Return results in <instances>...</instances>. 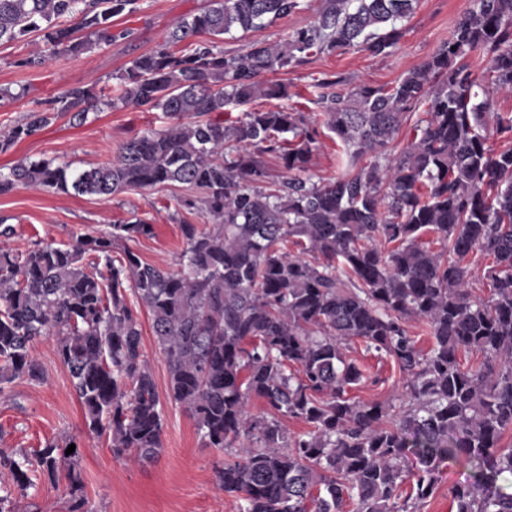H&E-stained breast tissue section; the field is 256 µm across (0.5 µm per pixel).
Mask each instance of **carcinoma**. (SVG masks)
Here are the masks:
<instances>
[{
	"mask_svg": "<svg viewBox=\"0 0 512 512\" xmlns=\"http://www.w3.org/2000/svg\"><path fill=\"white\" fill-rule=\"evenodd\" d=\"M136 2L0 0V43L42 33L48 54L16 61L39 67L130 37L112 32V18ZM416 2L318 0L314 21L284 41L226 54L217 46L224 35L271 26L303 0H208L116 75L113 95L74 86L1 135L5 153L98 105L160 110L171 126L134 134L103 165L73 170L40 158L0 170V195L19 185L103 197L179 185L188 193L175 211H202L211 224L180 221L177 272L128 246L153 233L141 218L73 244L0 251V397L17 379L44 380L35 347L52 338L87 431L108 436L117 457L157 458L164 415L130 292L150 314L170 399L195 419L206 447L232 449L218 479L241 512L351 504L409 512L437 491L443 464L459 458L477 472L449 489L456 512H512V492L498 484L512 474V446L502 444L512 430V146L488 144L492 136L512 143V115L492 111L489 91L512 92V0H474L450 38L390 86L343 92L334 78L318 80L323 126L344 165L326 183L305 177L317 130L303 113L255 109L228 124L213 117L288 97V85L263 76L313 53H386ZM474 52L488 60L484 78L466 62ZM405 127L411 140L394 153ZM426 234L443 250L421 242ZM478 252L490 259L485 300L468 290L467 258ZM87 253L105 271H87ZM409 319L434 339L428 352ZM355 340L398 367L399 404L350 396L365 379L349 355ZM462 352L480 354L481 365L464 369ZM254 397L265 405L259 415L248 409ZM287 418L307 429L289 433ZM57 448L49 443L33 459L0 448V468L24 492L35 473L57 472ZM67 478L69 512H92L73 461Z\"/></svg>",
	"mask_w": 512,
	"mask_h": 512,
	"instance_id": "obj_1",
	"label": "carcinoma"
}]
</instances>
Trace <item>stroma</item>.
<instances>
[{
	"mask_svg": "<svg viewBox=\"0 0 512 512\" xmlns=\"http://www.w3.org/2000/svg\"><path fill=\"white\" fill-rule=\"evenodd\" d=\"M207 0H138L135 12L115 17V29L129 28L133 39H115L78 54L50 58L36 68L16 67L17 59L45 53L39 34L0 45V85L11 88L16 97L0 101V132L22 120L33 110L47 108L50 101L68 88L93 81L110 87L114 78L140 53L162 43L168 29L178 20L199 12ZM474 0H418L413 14L403 22V34L388 53L374 56L366 51L314 54L306 62L283 74L288 99H264L263 109L284 106L304 113L308 123L321 130L312 166L313 182L322 183L339 176L343 168L336 158V143L322 130V109L314 87L318 79L332 76L347 91L360 84H393L407 70L426 61L438 45L450 37L457 21ZM314 14L301 10L276 24L242 37L240 32L225 35V53L242 51L247 39L276 42L294 30L310 24ZM170 120L164 112L139 109L89 111L83 121L61 118L31 138L0 153V168L23 158H57L72 168L84 169L108 162L120 144L144 130H162ZM181 187L127 191L111 197L54 195L18 187L0 195V216L10 217L15 234L7 246L22 252L36 242L58 245L71 243L80 234H93L133 218L153 224L150 237L133 243V250L150 264L179 269L184 250L179 225L172 220L175 198ZM143 351L151 365L165 417L164 450L152 462L117 458L108 438L87 436L82 407L71 385L70 375L60 361L54 340L39 342L35 353L45 370L42 383L15 380L7 398H0V443L23 454H33L49 442L79 439L76 468L93 512H239V501L220 489L217 470L224 454L203 444L194 419L169 398V372L166 358L151 333L142 336ZM350 354L370 377L369 383L353 389L362 401H390L401 391L400 374L390 359L365 351L355 344ZM473 468L465 461L444 464L437 492L419 512H455L450 488L470 479ZM65 471L55 475L38 474L26 493H14L17 512H68L64 494Z\"/></svg>",
	"mask_w": 512,
	"mask_h": 512,
	"instance_id": "stroma-1",
	"label": "stroma"
}]
</instances>
